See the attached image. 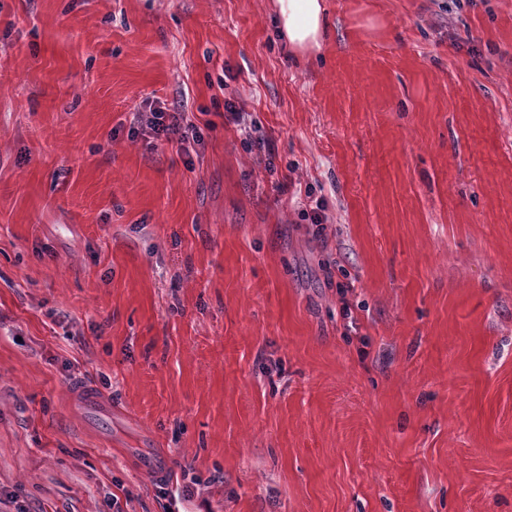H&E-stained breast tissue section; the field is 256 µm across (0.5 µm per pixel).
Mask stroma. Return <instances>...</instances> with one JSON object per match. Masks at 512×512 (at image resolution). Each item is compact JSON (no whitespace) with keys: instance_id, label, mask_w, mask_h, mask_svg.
Wrapping results in <instances>:
<instances>
[{"instance_id":"stroma-1","label":"stroma","mask_w":512,"mask_h":512,"mask_svg":"<svg viewBox=\"0 0 512 512\" xmlns=\"http://www.w3.org/2000/svg\"><path fill=\"white\" fill-rule=\"evenodd\" d=\"M325 4L0 0V512H512V0ZM282 38L290 50L303 53L319 49L326 35L323 0H273ZM129 128L130 136L150 135L155 139L164 138L166 142L180 144V149L186 150L184 144L190 141L201 145L203 138L198 128L187 122L184 112L171 110L168 107L149 106V112H138ZM186 122V123H185Z\"/></svg>"}]
</instances>
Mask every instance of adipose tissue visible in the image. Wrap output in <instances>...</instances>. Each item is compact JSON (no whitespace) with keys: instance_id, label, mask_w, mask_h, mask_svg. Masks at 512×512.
I'll return each instance as SVG.
<instances>
[{"instance_id":"obj_1","label":"adipose tissue","mask_w":512,"mask_h":512,"mask_svg":"<svg viewBox=\"0 0 512 512\" xmlns=\"http://www.w3.org/2000/svg\"><path fill=\"white\" fill-rule=\"evenodd\" d=\"M273 8L290 50L320 48L327 29L324 0H274Z\"/></svg>"}]
</instances>
